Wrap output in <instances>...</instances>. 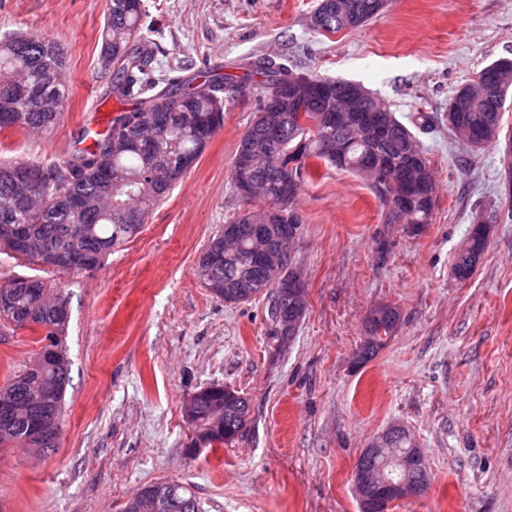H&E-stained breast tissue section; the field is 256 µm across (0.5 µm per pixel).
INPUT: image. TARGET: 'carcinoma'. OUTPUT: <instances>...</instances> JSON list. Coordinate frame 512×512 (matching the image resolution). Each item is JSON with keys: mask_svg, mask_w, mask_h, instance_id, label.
<instances>
[{"mask_svg": "<svg viewBox=\"0 0 512 512\" xmlns=\"http://www.w3.org/2000/svg\"><path fill=\"white\" fill-rule=\"evenodd\" d=\"M384 0H319L310 26L321 33L361 27L377 17ZM143 0H106L98 61L112 57V82L105 96L119 108L102 131L85 129L77 147L62 160L43 166L26 160L0 165V249L16 257L62 272L75 273L85 261L103 259L146 223L169 190L201 157L212 135L224 122V112L240 89L231 74L181 78H154L149 66L155 43L144 32ZM261 77V103L276 108L275 138L265 142L267 124L255 115L237 149L249 141L260 143L255 160L241 176L261 192L255 200L242 199L243 211L233 220L235 239L224 240L216 230L195 267V275L216 298L230 288L250 291L249 300L269 301L268 316L275 320L291 312L286 285L292 259L275 268L263 264L254 250V229L265 234L268 250L287 247L288 237L303 224L294 203L302 184L310 181L314 163L345 169L361 177L368 167H382L390 180L406 172L423 186L414 200L409 220L429 224L435 195L425 189L433 174L424 151L410 154L417 144L413 133L394 112L362 85L363 111L382 115L386 130L378 133L354 125L353 111L345 108L352 82L306 72L310 86L303 95L286 93L285 82L298 72L263 60L249 65ZM63 48L37 31L0 36V76L12 86L0 85V111L16 112L18 129L48 132L59 122L69 95ZM448 111L455 116L449 132L466 146L480 149L497 141L509 89L512 58H500L461 85ZM0 122V131L12 127ZM61 295L44 281L14 277L0 284V334L15 328L40 327L44 340L58 349L57 357L38 352L26 369L0 385V401L16 405L30 399L39 403L29 418L0 420V449L26 447L44 452L47 446L29 438V425L47 412L63 414L70 363L63 347L68 322L57 319L50 299ZM399 323L392 306H382L366 321L368 340L357 362L370 361ZM198 423L210 443L223 445L239 436L251 422L248 401L230 389H202L197 398ZM154 487L164 493L161 512H198L196 499L178 482Z\"/></svg>", "mask_w": 512, "mask_h": 512, "instance_id": "1", "label": "carcinoma"}]
</instances>
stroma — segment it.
Listing matches in <instances>:
<instances>
[{
    "label": "stroma",
    "mask_w": 512,
    "mask_h": 512,
    "mask_svg": "<svg viewBox=\"0 0 512 512\" xmlns=\"http://www.w3.org/2000/svg\"><path fill=\"white\" fill-rule=\"evenodd\" d=\"M155 67L244 75L272 59L348 79L382 98L415 135L436 183L430 224H388L365 179L333 166L305 183L292 247L307 311L282 341L257 299L229 305L196 278L209 237L243 208L230 182L257 112L245 77L224 124L146 224L94 273H61L0 251V283L32 276L68 299L71 384L59 446L0 452V512H120L137 489L177 481L199 512H358L352 471L373 436L405 425L430 473L388 512H512V208L503 142L473 152L448 131V100L512 58V0H386L364 26L310 27L318 0H143ZM105 0H0V35L46 31L64 49L70 92L48 134L0 133V161L50 165L84 128L103 129L98 55ZM493 217L467 279L455 256L476 215ZM395 307L398 329L364 364L365 322ZM44 333L0 336V384ZM220 384L250 403L234 442L191 454L183 404Z\"/></svg>",
    "instance_id": "stroma-1"
}]
</instances>
